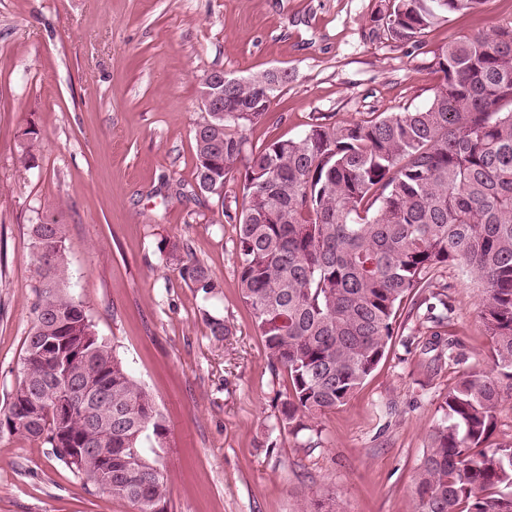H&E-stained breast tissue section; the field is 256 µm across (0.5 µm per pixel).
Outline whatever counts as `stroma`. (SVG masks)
I'll list each match as a JSON object with an SVG mask.
<instances>
[{
	"label": "stroma",
	"instance_id": "1",
	"mask_svg": "<svg viewBox=\"0 0 512 512\" xmlns=\"http://www.w3.org/2000/svg\"><path fill=\"white\" fill-rule=\"evenodd\" d=\"M380 0H0V408L32 326V225L65 227L69 291L154 398L169 425L160 454L168 512H413L417 469L443 395L491 350L481 286L449 265L451 345L429 346L426 308L403 303L378 367L318 436L276 430L285 397L237 284L235 224L217 200L169 195L195 183L199 78L287 72L253 147L295 139L316 118L367 120L427 105L435 51L512 24V0L452 15L419 47L374 35ZM39 147L20 163L26 129ZM187 244L222 288L202 299L167 264ZM223 317L215 341L200 309ZM464 355L465 365L449 360ZM316 447H309L310 438ZM0 512H133L88 490L42 441L0 437Z\"/></svg>",
	"mask_w": 512,
	"mask_h": 512
}]
</instances>
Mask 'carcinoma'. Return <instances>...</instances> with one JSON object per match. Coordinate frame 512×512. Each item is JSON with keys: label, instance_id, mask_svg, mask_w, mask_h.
<instances>
[{"label": "carcinoma", "instance_id": "1", "mask_svg": "<svg viewBox=\"0 0 512 512\" xmlns=\"http://www.w3.org/2000/svg\"><path fill=\"white\" fill-rule=\"evenodd\" d=\"M487 0H385L377 17L397 47ZM441 79L423 108L371 120L315 122L297 139L254 148L246 136L274 96L262 74L224 90V111L194 129L196 184L224 200L236 223L237 283L272 368L288 377L279 429L314 430L347 403L385 355L397 309L425 294L427 319H448L438 268L459 264L483 287L479 317L492 340L489 366L473 368L444 396L417 471L415 512H512V441L487 445L504 391H512V26L454 38L434 55ZM37 132H25L22 163ZM242 184V197L226 184ZM64 225L34 224L36 301L22 377L0 411V436L40 439L86 485L151 512H168L167 470L154 446L169 429L154 398L98 334L68 292ZM203 297L221 283L178 241L162 247ZM200 315L217 341L226 321ZM56 343L58 360L41 348ZM105 392L57 418V376Z\"/></svg>", "mask_w": 512, "mask_h": 512}]
</instances>
